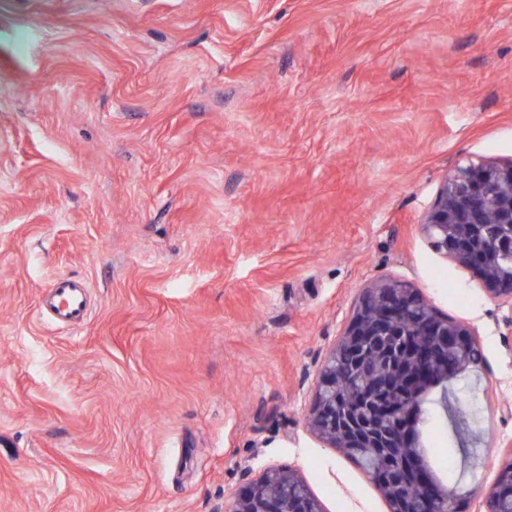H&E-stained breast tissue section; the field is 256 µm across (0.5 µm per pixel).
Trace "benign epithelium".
<instances>
[{
    "instance_id": "1",
    "label": "benign epithelium",
    "mask_w": 512,
    "mask_h": 512,
    "mask_svg": "<svg viewBox=\"0 0 512 512\" xmlns=\"http://www.w3.org/2000/svg\"><path fill=\"white\" fill-rule=\"evenodd\" d=\"M422 230L432 247L473 269L485 289L512 302V161L469 164L447 175L424 216ZM417 312L414 322L403 320ZM477 333L438 313L409 284L381 280L364 289L345 331L327 353L308 414L312 431L329 447L345 453L368 448L392 454L386 474L368 473L389 512H456L453 489L429 472L419 448L423 411L440 390L447 402L448 380L482 358ZM339 354L359 371L369 366L370 389L360 401L344 400L332 363ZM421 488L416 500L402 487ZM512 487V457L482 493L484 512H512L501 505L504 486ZM224 512H325L321 501L293 470L267 469L224 502Z\"/></svg>"
}]
</instances>
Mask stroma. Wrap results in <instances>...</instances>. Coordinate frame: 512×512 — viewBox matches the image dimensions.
Returning a JSON list of instances; mask_svg holds the SVG:
<instances>
[{
    "mask_svg": "<svg viewBox=\"0 0 512 512\" xmlns=\"http://www.w3.org/2000/svg\"><path fill=\"white\" fill-rule=\"evenodd\" d=\"M512 160V0H0V512H213L269 468L388 512L307 424L364 288L478 332L473 492L512 455V304L421 229ZM92 314L43 317L52 280ZM52 302L48 306L53 322L63 327H78L89 317L84 282L61 275L50 284Z\"/></svg>",
    "mask_w": 512,
    "mask_h": 512,
    "instance_id": "obj_1",
    "label": "stroma"
}]
</instances>
